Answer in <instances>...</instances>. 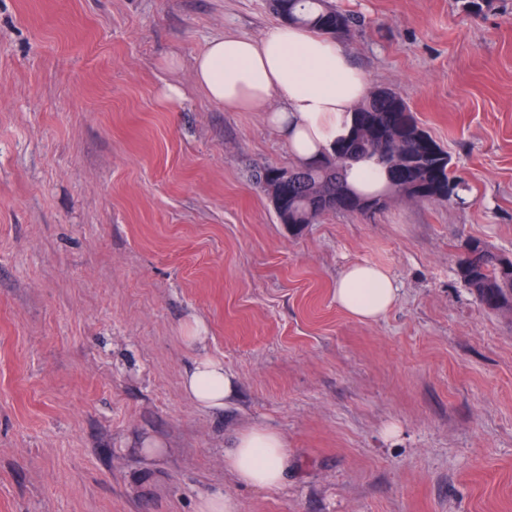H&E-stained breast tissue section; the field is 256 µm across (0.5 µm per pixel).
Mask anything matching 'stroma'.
I'll return each mask as SVG.
<instances>
[{
  "label": "stroma",
  "instance_id": "35a3bbf8",
  "mask_svg": "<svg viewBox=\"0 0 512 512\" xmlns=\"http://www.w3.org/2000/svg\"><path fill=\"white\" fill-rule=\"evenodd\" d=\"M333 2L459 200L278 222L252 173L295 165L287 142L193 74L277 26L268 0H0V512H512V313L456 275L467 238L512 257V0ZM354 263L399 288L376 321L334 300ZM196 321L219 411L183 390ZM255 426L288 447L274 489L224 466Z\"/></svg>",
  "mask_w": 512,
  "mask_h": 512
}]
</instances>
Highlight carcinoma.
<instances>
[{
	"instance_id": "carcinoma-1",
	"label": "carcinoma",
	"mask_w": 512,
	"mask_h": 512,
	"mask_svg": "<svg viewBox=\"0 0 512 512\" xmlns=\"http://www.w3.org/2000/svg\"><path fill=\"white\" fill-rule=\"evenodd\" d=\"M283 22L322 36L350 32L354 15L336 9L330 0H269ZM356 165L371 167L368 182L348 180ZM273 166L252 174L264 192L275 194V214L294 231L336 213H361L367 201L396 196L410 200L450 202L460 198L462 180L453 174L448 152L419 124L407 102L390 89L369 93L353 112L348 137L320 160L290 168L285 189L272 179ZM456 275L485 308L512 311V258L479 239L461 243Z\"/></svg>"
}]
</instances>
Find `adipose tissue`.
I'll return each mask as SVG.
<instances>
[{
  "mask_svg": "<svg viewBox=\"0 0 512 512\" xmlns=\"http://www.w3.org/2000/svg\"><path fill=\"white\" fill-rule=\"evenodd\" d=\"M194 80L228 111H266L270 127L301 160L322 154L345 136L355 106L366 95L365 78L351 65L343 40L286 23L259 41L233 32L212 39L195 59ZM275 96L280 106L268 109ZM397 298L394 279L368 263L347 266L336 280L337 307L360 321L378 319ZM183 390L206 408L223 407L234 393L223 361L210 356L194 359ZM224 464L238 483L273 489L283 479L288 450L276 431L253 427L237 435Z\"/></svg>",
  "mask_w": 512,
  "mask_h": 512,
  "instance_id": "1",
  "label": "adipose tissue"
}]
</instances>
